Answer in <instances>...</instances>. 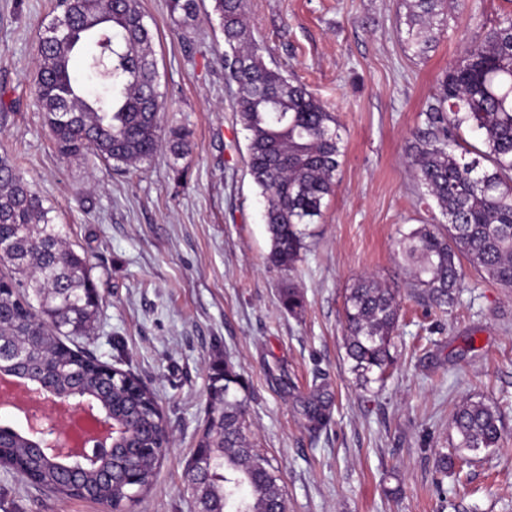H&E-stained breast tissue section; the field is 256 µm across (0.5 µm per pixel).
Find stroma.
I'll return each instance as SVG.
<instances>
[{
    "instance_id": "stroma-1",
    "label": "stroma",
    "mask_w": 512,
    "mask_h": 512,
    "mask_svg": "<svg viewBox=\"0 0 512 512\" xmlns=\"http://www.w3.org/2000/svg\"><path fill=\"white\" fill-rule=\"evenodd\" d=\"M154 34L164 124L188 133L136 167L57 155L31 92L34 48L55 0H0V153L18 157L102 301L87 354L150 388L172 443L132 512H194L183 474L202 434L211 367L247 382L246 434L278 472L287 512H512V288L460 267L458 304L436 308L413 285L403 234L435 225L409 146L438 81L512 0H464L435 25L430 52L405 46V0H247L266 63L304 83L339 124L341 166L294 270L266 263L265 201L247 166L236 86L212 0L191 26L167 0H140ZM364 276L396 294L394 363L363 379L345 348V298ZM304 297L298 313L285 289ZM320 396L322 423L306 408ZM496 410L498 447L458 446L463 402ZM448 468L440 470V455ZM0 512H101L0 469Z\"/></svg>"
}]
</instances>
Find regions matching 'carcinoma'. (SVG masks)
I'll use <instances>...</instances> for the list:
<instances>
[{"label": "carcinoma", "mask_w": 512, "mask_h": 512, "mask_svg": "<svg viewBox=\"0 0 512 512\" xmlns=\"http://www.w3.org/2000/svg\"><path fill=\"white\" fill-rule=\"evenodd\" d=\"M186 26L198 0H168ZM459 0H408L407 48L425 55L434 41V20ZM72 34L52 37L44 27L37 43L34 96L56 149L65 160L96 157L136 166L150 161L162 144L163 96L157 86L154 35L140 0H57ZM228 51L229 79L237 87V112L248 131L247 164L265 199L270 236L268 263L292 267L306 249L307 226L322 216L323 200L336 187L342 139L336 117L305 85L268 66L249 41L245 0H214ZM93 69L107 66L103 97L89 96L73 75L76 59ZM426 131L410 146L414 178L434 199L446 225L418 227L403 235L402 255L414 268L415 286L440 307L458 302L466 258L485 278L512 288V13L465 47L439 83L425 111ZM478 135L483 148L468 149L460 131ZM170 153L179 158L187 133L169 132ZM53 209L26 179L20 163L0 155V366L23 362L36 376L44 358L55 368L53 388L97 400L125 420L122 445L94 464L59 462L39 453L23 430L0 447V468L19 473L65 498H92L108 507L147 494L166 449L157 431L165 418L155 394L136 389L125 374L112 376L93 358L67 346L62 337L86 336L99 308V292L85 258L67 241ZM288 312L303 307L294 288L283 292ZM347 356L365 376L383 378L398 308L395 293L364 277L346 296ZM215 407L184 472L199 512H274L284 508L275 470L245 434L247 384L231 363L212 367ZM458 447H496L498 415L475 402L455 413Z\"/></svg>", "instance_id": "obj_1"}]
</instances>
